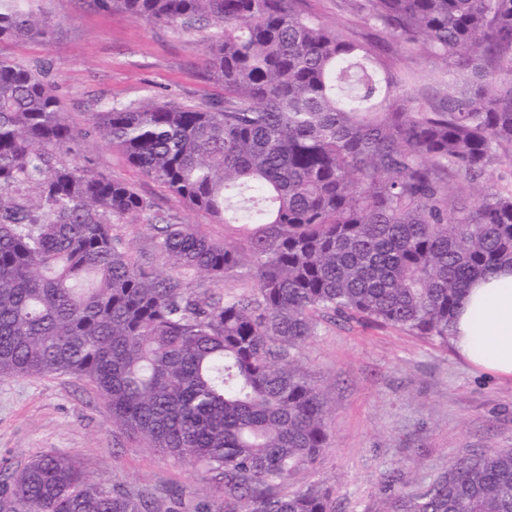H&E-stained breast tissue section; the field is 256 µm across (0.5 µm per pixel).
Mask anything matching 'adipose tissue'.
Listing matches in <instances>:
<instances>
[{
    "label": "adipose tissue",
    "instance_id": "1",
    "mask_svg": "<svg viewBox=\"0 0 512 512\" xmlns=\"http://www.w3.org/2000/svg\"><path fill=\"white\" fill-rule=\"evenodd\" d=\"M451 342L473 366L512 377V267L469 284L453 319Z\"/></svg>",
    "mask_w": 512,
    "mask_h": 512
}]
</instances>
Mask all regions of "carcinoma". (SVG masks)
<instances>
[{
  "instance_id": "1",
  "label": "carcinoma",
  "mask_w": 512,
  "mask_h": 512,
  "mask_svg": "<svg viewBox=\"0 0 512 512\" xmlns=\"http://www.w3.org/2000/svg\"><path fill=\"white\" fill-rule=\"evenodd\" d=\"M31 0H0V44L46 41ZM181 31L214 27L203 77L224 100L149 97L76 130L42 72L0 53V377L71 375L114 426L205 474L224 512H338L288 480L328 447L324 395L292 353L318 322L448 342L469 282L512 266V0H340L394 48L327 22L318 0H91ZM461 82L414 95L403 54ZM403 74H397V69ZM93 135L175 202L237 226L150 224L168 263L252 283L218 299L138 264L110 231L152 215L75 158ZM372 512H512V448L461 456L427 485L384 480ZM0 512H156L63 454L0 483Z\"/></svg>"
}]
</instances>
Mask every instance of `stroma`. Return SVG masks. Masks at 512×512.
I'll list each match as a JSON object with an SVG mask.
<instances>
[{
	"label": "stroma",
	"mask_w": 512,
	"mask_h": 512,
	"mask_svg": "<svg viewBox=\"0 0 512 512\" xmlns=\"http://www.w3.org/2000/svg\"><path fill=\"white\" fill-rule=\"evenodd\" d=\"M32 7L51 19V38L13 42L5 52L24 67L49 63L48 79L77 127H87L95 112L148 96L194 104L224 95L222 85L201 76L208 29L177 31L122 9H97L90 0H33ZM79 158L133 184L172 222L223 240V225L180 206L100 140L82 139ZM111 232L137 260L165 268L145 218L112 225ZM297 354L326 393L331 443L288 490L326 485L341 512H369L387 476L413 488L458 456L512 448V378L475 368L452 344L383 325L322 320ZM46 452L82 461L97 478L156 502L178 499L180 512L220 504L203 475L113 426L108 405L84 380L0 378V480Z\"/></svg>",
	"instance_id": "stroma-1"
}]
</instances>
